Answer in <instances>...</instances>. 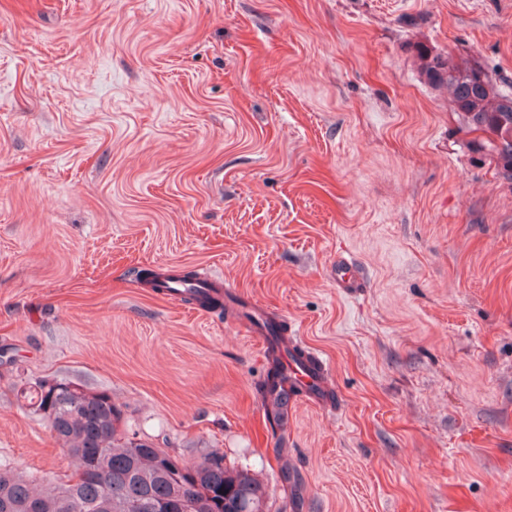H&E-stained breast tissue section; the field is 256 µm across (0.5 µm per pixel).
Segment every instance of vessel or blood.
Masks as SVG:
<instances>
[{"instance_id":"b4317fda","label":"vessel or blood","mask_w":512,"mask_h":512,"mask_svg":"<svg viewBox=\"0 0 512 512\" xmlns=\"http://www.w3.org/2000/svg\"><path fill=\"white\" fill-rule=\"evenodd\" d=\"M337 288L349 292L363 287L353 263L347 258L336 260L334 271ZM160 292L173 301L199 299L220 295L228 297L232 290L223 279L215 275L197 277L190 281L180 278L163 280ZM240 312L245 317L244 331L252 336L267 358L268 368L274 376L264 379L261 397L266 412H274L280 396L310 406L330 409L335 405L328 385L329 363L320 352L307 346L297 335L282 333L274 312L252 300H244Z\"/></svg>"}]
</instances>
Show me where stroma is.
I'll return each mask as SVG.
<instances>
[{
    "instance_id": "35a3bbf8",
    "label": "stroma",
    "mask_w": 512,
    "mask_h": 512,
    "mask_svg": "<svg viewBox=\"0 0 512 512\" xmlns=\"http://www.w3.org/2000/svg\"><path fill=\"white\" fill-rule=\"evenodd\" d=\"M419 43L512 94V0H0V462L74 473L20 395L51 378L265 512H512V181ZM166 268L281 313L334 408L261 439L257 343ZM336 288H340L345 292L363 288L364 281L359 276L353 263L345 257L336 259V269L334 271ZM159 292L172 301L183 299H192L200 309H205L199 299L206 296L220 295L223 298L236 295L230 286L224 283V280L215 275H206L194 278L192 281H184L178 277L173 279H162ZM217 292V294H216Z\"/></svg>"
}]
</instances>
